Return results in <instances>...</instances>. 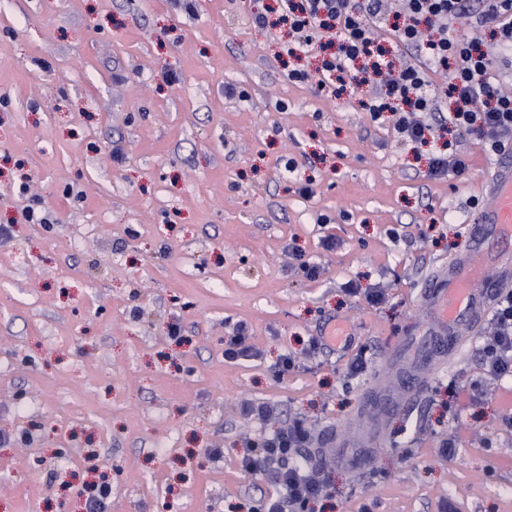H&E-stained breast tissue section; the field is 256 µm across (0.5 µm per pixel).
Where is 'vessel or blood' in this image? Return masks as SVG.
<instances>
[{"label":"vessel or blood","mask_w":512,"mask_h":512,"mask_svg":"<svg viewBox=\"0 0 512 512\" xmlns=\"http://www.w3.org/2000/svg\"><path fill=\"white\" fill-rule=\"evenodd\" d=\"M489 172L485 191L492 203L484 209L470 227L474 247L463 258L452 262L445 273L432 277L425 292L433 301L434 318L438 326L435 335L426 337L421 345L423 356L455 352L463 344L461 326L477 330L498 289L512 285V275L478 287L486 264H508L512 257L491 253L485 245L488 237L512 241V153L502 152L487 165Z\"/></svg>","instance_id":"vessel-or-blood-1"}]
</instances>
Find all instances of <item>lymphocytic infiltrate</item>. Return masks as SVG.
I'll return each mask as SVG.
<instances>
[{
  "label": "lymphocytic infiltrate",
  "instance_id": "obj_1",
  "mask_svg": "<svg viewBox=\"0 0 512 512\" xmlns=\"http://www.w3.org/2000/svg\"><path fill=\"white\" fill-rule=\"evenodd\" d=\"M385 0H277L279 21L292 34L286 53H308L319 46L320 68L293 69L292 81L317 79L334 97L354 96L361 84L376 92L363 107L372 120L390 122L398 139L426 144L434 129L478 133L485 151L496 154L512 144V91L495 78L493 48L512 49V0H404L402 22L392 29L413 63H393L374 35V24L388 20ZM490 31L493 48L474 36L452 34L449 22ZM445 74L446 82L430 88L427 71ZM483 375L470 385L473 395L486 382L512 375V289H500L482 348ZM313 435L305 422L248 441L242 470L265 475L277 494L263 512H307L326 487L316 468L299 463Z\"/></svg>",
  "mask_w": 512,
  "mask_h": 512
}]
</instances>
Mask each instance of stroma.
<instances>
[{"instance_id":"1","label":"stroma","mask_w":512,"mask_h":512,"mask_svg":"<svg viewBox=\"0 0 512 512\" xmlns=\"http://www.w3.org/2000/svg\"><path fill=\"white\" fill-rule=\"evenodd\" d=\"M273 4L0 0V512H86L103 479L108 512H256L273 488L242 471V441L296 416L328 488L309 512H512V378L459 391L482 334L402 389L428 275L491 204L487 154L470 136L464 172L430 178L442 138L412 149L362 110L369 88L290 80L287 27L251 20ZM35 199L49 223H27ZM241 321L254 355L226 359ZM379 384L404 405L377 434Z\"/></svg>"}]
</instances>
